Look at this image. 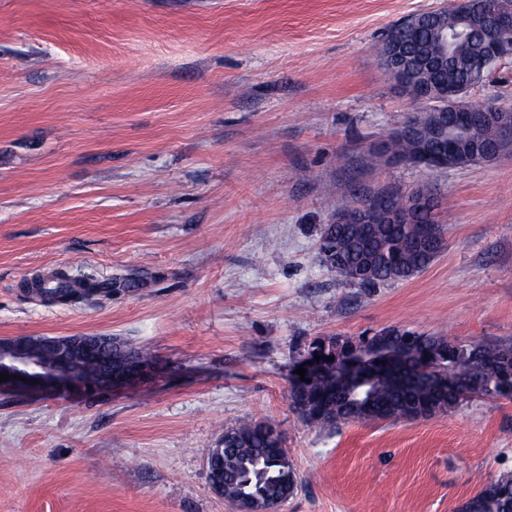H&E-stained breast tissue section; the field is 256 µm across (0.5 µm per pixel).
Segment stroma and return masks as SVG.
Instances as JSON below:
<instances>
[{
    "label": "stroma",
    "mask_w": 512,
    "mask_h": 512,
    "mask_svg": "<svg viewBox=\"0 0 512 512\" xmlns=\"http://www.w3.org/2000/svg\"><path fill=\"white\" fill-rule=\"evenodd\" d=\"M443 0H0V339L116 336L154 373L0 391V512H234L206 458L275 423L301 484L277 512H451L512 471V402L326 432L290 408L311 342L390 327L512 340V153L444 170L364 157L415 112L378 61ZM467 101L512 102V59ZM426 185L448 247L413 279L343 282L338 201ZM112 284L62 305L25 282Z\"/></svg>",
    "instance_id": "stroma-1"
}]
</instances>
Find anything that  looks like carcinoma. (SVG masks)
<instances>
[{
    "label": "carcinoma",
    "instance_id": "carcinoma-1",
    "mask_svg": "<svg viewBox=\"0 0 512 512\" xmlns=\"http://www.w3.org/2000/svg\"><path fill=\"white\" fill-rule=\"evenodd\" d=\"M476 15L499 8H512V0H470ZM441 24L448 31L456 30V13H421L418 20L398 22L383 38L378 54L388 50L390 42L399 40L410 69L405 73L402 92L419 101L422 87H435L451 82L470 89L473 58L486 55V45L476 30L470 38L460 39V46L440 68L421 70L418 61L428 55H441V44L434 39V26ZM499 111L496 101L469 104L471 135L485 143H496L512 134V115L505 114V123H492L487 113ZM384 142L387 152L368 151V162L375 167L390 163V158L404 160L414 151L411 140L391 132ZM384 196L376 214L378 234L370 233L366 224H323L317 248L326 268L341 280L364 288L387 282L406 281L426 269L447 247V226L436 213V205L412 214L405 224L391 223L390 215L406 210L407 192L382 189L371 194ZM53 288L46 283L37 287L60 302L72 300L75 285L65 275L51 277ZM401 350L415 354L410 361L397 358ZM363 353L371 360L369 369L329 389L325 378L307 375L302 382L289 380L288 400L292 410L307 424L333 430L354 422L428 419L447 414L472 398L512 401V343L456 341L446 336L416 334L398 328H385L372 336L353 339L329 336L310 345L306 358L334 357ZM382 353L392 363L400 364L405 375L421 369L440 371L448 376L442 388L427 385L405 386L383 367L372 362ZM105 353L112 355L115 369L138 371L156 367L155 354L129 339L107 338ZM222 455L209 461L211 486L224 485L223 498L238 504L248 501L254 512L275 510L293 496L300 485L297 469L288 455L277 427L262 420L243 419L224 429L217 442ZM455 512H512V471L490 478L474 496L466 499Z\"/></svg>",
    "mask_w": 512,
    "mask_h": 512
}]
</instances>
